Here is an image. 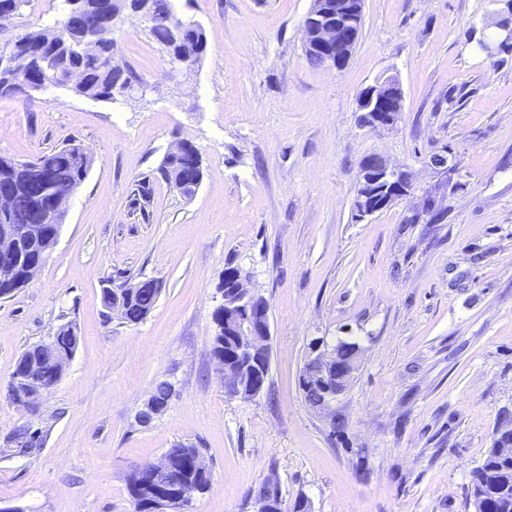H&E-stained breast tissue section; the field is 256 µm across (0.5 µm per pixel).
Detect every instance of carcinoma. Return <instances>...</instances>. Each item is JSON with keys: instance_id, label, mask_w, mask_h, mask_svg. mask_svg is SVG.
<instances>
[{"instance_id": "obj_1", "label": "carcinoma", "mask_w": 512, "mask_h": 512, "mask_svg": "<svg viewBox=\"0 0 512 512\" xmlns=\"http://www.w3.org/2000/svg\"><path fill=\"white\" fill-rule=\"evenodd\" d=\"M104 0H85L87 10L77 18L72 11H67L65 19L52 28H41L29 24L10 35L7 41L13 43L18 55L28 59L27 68L19 72L15 69H0V100L12 99L15 87L21 82L32 85H68L67 75L71 71L81 74V81L71 85V90L84 97L100 101H109L122 85L137 79L128 67L115 61V42L112 28L101 23L99 5ZM153 10L158 22L149 36L162 50L174 49L198 64L207 49L206 36L202 28L191 29L184 36L177 38L170 27L169 0H146ZM92 40V48L85 54L75 51V47ZM52 56L54 64L48 69L41 60ZM47 169L48 175L36 170L33 163H17L11 159L0 158V191L11 197V204L0 209L1 224H38L44 235L54 232L55 223L48 216L51 200L57 191L65 186L78 187L85 180L91 165V156L80 144H68L54 150L39 159ZM160 174L173 187H178L182 179L192 181L202 179V169L183 166L179 158H166L159 168ZM39 258V253L30 243L22 242L21 248L10 258L0 256V264L6 262L18 268L22 276L21 284H11L9 288H0V298L11 295L20 286L27 285L26 268ZM112 288L100 291V304L103 308H118V319L122 323L135 325L143 321L155 307L160 295V284L154 278H126L115 283L107 279ZM80 336L75 323L62 324L52 336L54 349L59 356L72 358L78 348ZM232 337L224 326L215 328L212 336L214 354L224 353V347L230 345ZM36 369L40 383L51 388L61 376L59 365L52 361L44 343L28 347L19 357L13 377L28 374ZM173 394V386L161 381L153 389L148 400V411L140 413L143 423L153 418V413H162ZM15 443L19 455H32L37 449L31 447L33 434L28 424L24 423L9 434ZM199 449L180 445L170 449L171 467L182 478V488L189 493L205 491L211 474L195 470L192 460ZM469 483L484 486L478 512H512V458L498 454L496 445H491L482 460L469 474ZM129 494L133 501L134 512H152L154 502L153 488L145 480L129 479Z\"/></svg>"}]
</instances>
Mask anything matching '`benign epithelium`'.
Wrapping results in <instances>:
<instances>
[{
	"instance_id": "benign-epithelium-1",
	"label": "benign epithelium",
	"mask_w": 512,
	"mask_h": 512,
	"mask_svg": "<svg viewBox=\"0 0 512 512\" xmlns=\"http://www.w3.org/2000/svg\"><path fill=\"white\" fill-rule=\"evenodd\" d=\"M361 0H315L304 22L306 50L323 59V66L340 70L352 56L356 32L361 11ZM360 104L366 109L364 116L375 128L393 127L404 110V95L398 75L389 74L363 89ZM410 180L405 171L395 167L380 154L364 159L358 167V179L353 210L356 220L363 221L390 205L395 199L406 194ZM62 225H57L53 235L46 238L37 265L28 271L35 277L41 265L50 255L59 239ZM32 233L28 227H4L0 229V255L13 251L17 242ZM232 288L234 301L223 300L219 308L224 310V319L231 321L230 327L235 336L236 348L217 358L224 375V394L229 397L242 396L241 385L234 370L228 368L229 362H246L256 368L258 379L253 385L250 396H260L266 380L261 371L267 357L270 340L269 311L254 306V292L245 286V276L239 272L233 276ZM360 346L354 345L353 360L342 365L339 363L337 348L325 344L324 339L312 342L311 352L303 368L301 385L318 389L321 398L317 408H328L336 398L347 389V384L357 371ZM31 379L21 378L10 384L9 393L13 400L26 411L33 410L35 391H28ZM135 477L148 478L156 485L158 508L163 512H183L186 506L184 497L176 492L179 478L171 470L168 454L156 462L134 469Z\"/></svg>"
}]
</instances>
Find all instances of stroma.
Returning <instances> with one entry per match:
<instances>
[{"label":"stroma","instance_id":"35a3bbf8","mask_svg":"<svg viewBox=\"0 0 512 512\" xmlns=\"http://www.w3.org/2000/svg\"><path fill=\"white\" fill-rule=\"evenodd\" d=\"M207 41L192 70L144 26L114 27L142 95L110 102L51 85L0 100V156L34 162L68 143L92 156L35 279L0 299V508L132 512L128 479L175 445L211 472L188 512H255L276 483L313 512H472L470 471L512 410V51L502 0H364L345 68L313 66L312 0H170ZM397 74L396 125L358 122L359 93ZM181 141L203 180L184 199L157 169ZM378 153L409 192L354 217L358 163ZM447 154L448 172L431 163ZM442 212L439 223L429 210ZM270 305L269 389L224 393L212 354L227 264ZM162 284L141 323L106 319L101 281ZM75 321L80 342L37 400L44 444L13 454L25 420L8 385L22 352ZM363 348L347 390L320 411L299 376L312 340ZM171 382L166 411L138 414Z\"/></svg>","mask_w":512,"mask_h":512}]
</instances>
